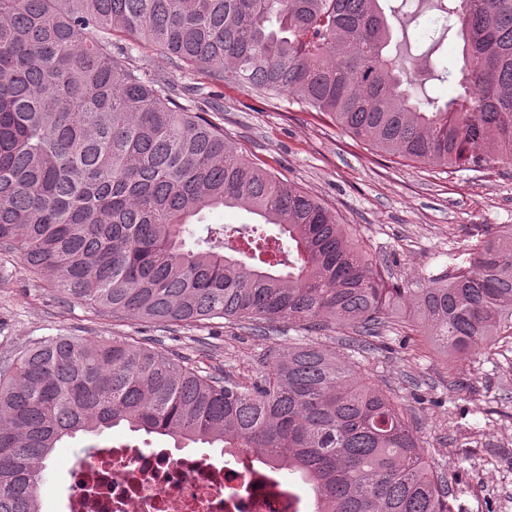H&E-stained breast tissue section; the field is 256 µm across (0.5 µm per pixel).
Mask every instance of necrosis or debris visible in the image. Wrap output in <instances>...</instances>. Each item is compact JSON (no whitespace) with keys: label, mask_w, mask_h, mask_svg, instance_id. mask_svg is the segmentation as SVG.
<instances>
[{"label":"necrosis or debris","mask_w":512,"mask_h":512,"mask_svg":"<svg viewBox=\"0 0 512 512\" xmlns=\"http://www.w3.org/2000/svg\"><path fill=\"white\" fill-rule=\"evenodd\" d=\"M64 512H308L281 474L261 475L253 455L230 463L182 448L117 441L69 468Z\"/></svg>","instance_id":"4bbe7bcc"}]
</instances>
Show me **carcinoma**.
I'll return each instance as SVG.
<instances>
[{"label": "carcinoma", "mask_w": 512, "mask_h": 512, "mask_svg": "<svg viewBox=\"0 0 512 512\" xmlns=\"http://www.w3.org/2000/svg\"><path fill=\"white\" fill-rule=\"evenodd\" d=\"M384 0H0V255L94 313L281 321L375 347L406 328L452 367L512 338V225L467 266L393 283L312 196L250 162L205 110L172 102L132 51L221 86L288 95L372 149L430 166L512 165V0H432L462 39L464 92L419 95ZM130 42L112 51V37ZM244 208L276 228L190 219ZM295 474L314 512H451L400 396L319 343L252 375L208 372L129 336H55L0 366V512H41L65 437L119 425Z\"/></svg>", "instance_id": "obj_1"}]
</instances>
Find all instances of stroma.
<instances>
[{
  "label": "stroma",
  "instance_id": "35a3bbf8",
  "mask_svg": "<svg viewBox=\"0 0 512 512\" xmlns=\"http://www.w3.org/2000/svg\"><path fill=\"white\" fill-rule=\"evenodd\" d=\"M443 23L429 6L416 21L389 20L395 38H409L414 46L427 43ZM145 66L151 77L174 87L182 105L203 109L216 100L220 109L210 118L225 138L352 225L370 258L389 265L395 280L416 281L461 265L491 229L512 224V167L454 172L380 154L287 96L213 87L204 73L181 71L153 51ZM402 335L399 328L383 333L378 350L359 362L363 376L407 400L424 447L448 482L452 512H512V342L455 368L432 350L406 348ZM52 336H134L194 358L203 339L209 345L204 368L239 375L264 369L274 353L306 333L284 323L261 339L220 319L197 326L115 320L64 302L22 275L17 260L1 259L0 362ZM126 439L146 448L174 445L170 437L123 427L63 439L48 462L43 503L55 498L69 460L82 448Z\"/></svg>",
  "mask_w": 512,
  "mask_h": 512
}]
</instances>
